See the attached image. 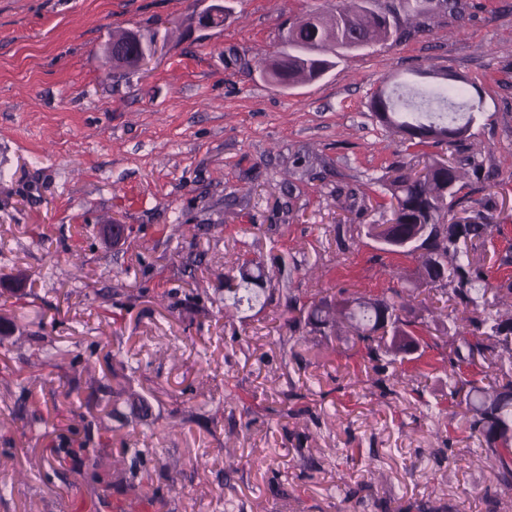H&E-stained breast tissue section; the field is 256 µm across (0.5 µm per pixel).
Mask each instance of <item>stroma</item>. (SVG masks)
<instances>
[{
    "instance_id": "obj_1",
    "label": "stroma",
    "mask_w": 512,
    "mask_h": 512,
    "mask_svg": "<svg viewBox=\"0 0 512 512\" xmlns=\"http://www.w3.org/2000/svg\"><path fill=\"white\" fill-rule=\"evenodd\" d=\"M468 3L283 89L257 64L322 0H226L205 30L200 0H0V275L27 279L0 288V512H512L450 396L452 319L397 383L347 332H290L281 295L224 316L248 259L296 296L398 288L423 315L417 260L369 234L390 217L387 166L423 149L369 100L434 70L482 102L468 142L498 187L461 194L497 225L472 262L512 319V0ZM148 28L147 65L109 59L113 32ZM113 220L118 246L99 232ZM70 439L105 449V468L150 449L136 505L45 467Z\"/></svg>"
}]
</instances>
